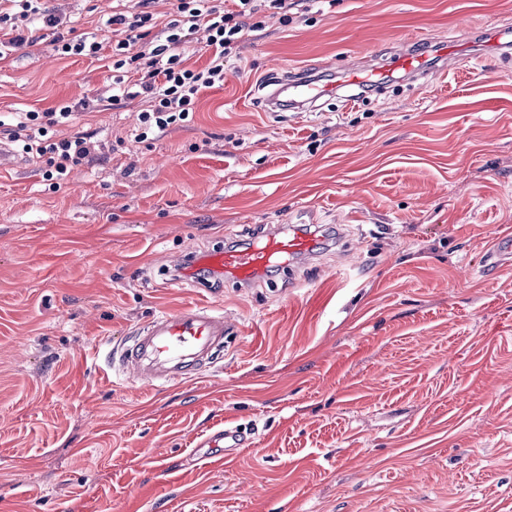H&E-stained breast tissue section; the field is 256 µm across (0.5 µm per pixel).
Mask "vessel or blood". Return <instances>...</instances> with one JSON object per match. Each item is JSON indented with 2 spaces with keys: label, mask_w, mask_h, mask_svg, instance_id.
Here are the masks:
<instances>
[{
  "label": "vessel or blood",
  "mask_w": 512,
  "mask_h": 512,
  "mask_svg": "<svg viewBox=\"0 0 512 512\" xmlns=\"http://www.w3.org/2000/svg\"><path fill=\"white\" fill-rule=\"evenodd\" d=\"M397 69L417 78L427 77L431 68L425 41L408 44L381 66H346L342 71L343 84L348 88L377 87L384 83L388 72ZM278 82L287 91L294 109L300 112L336 93L335 84H320L316 76L305 71L283 73ZM316 255L311 238L305 234L266 231L250 247L193 251L184 255L181 264L189 273L200 265L215 269L240 287L248 288L287 258L312 259ZM511 258L512 235H496L487 252L488 265L499 266ZM232 333V323L223 314L206 305L186 306L162 313L139 328L131 344L120 353L118 362L123 373L148 382H176L210 367ZM203 444L211 455L228 459L250 446L251 441L244 430L228 425L209 434Z\"/></svg>",
  "instance_id": "1"
}]
</instances>
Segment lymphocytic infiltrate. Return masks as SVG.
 <instances>
[{
  "label": "lymphocytic infiltrate",
  "instance_id": "obj_1",
  "mask_svg": "<svg viewBox=\"0 0 512 512\" xmlns=\"http://www.w3.org/2000/svg\"><path fill=\"white\" fill-rule=\"evenodd\" d=\"M237 8L227 11L224 0H175V17L164 28H156L148 10L149 0H137L136 11L113 14L108 24L117 38L112 42L113 81L121 85L113 95L114 106L135 99L144 109L141 121L144 133L165 132L186 120L201 91L223 85L224 61L233 44L258 31L256 0H236ZM42 21L54 31L52 43L58 55L95 57L103 44L93 37H73L61 29L62 21L50 13L43 0H0V60L22 46H35L31 34L34 21ZM208 33V65L202 69L188 66L185 47L198 30ZM138 72L133 84L125 75ZM73 106L26 112L8 129L11 142L24 154L38 160L44 180L60 179L69 167L92 161L94 146L89 137L75 134L59 139L48 134L49 127L70 119Z\"/></svg>",
  "mask_w": 512,
  "mask_h": 512
}]
</instances>
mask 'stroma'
Wrapping results in <instances>:
<instances>
[{
  "label": "stroma",
  "instance_id": "1",
  "mask_svg": "<svg viewBox=\"0 0 512 512\" xmlns=\"http://www.w3.org/2000/svg\"><path fill=\"white\" fill-rule=\"evenodd\" d=\"M111 42L129 0H45ZM234 44L224 84L140 142L112 60L57 57L50 31L0 62V120L87 100L93 163L57 188L0 170V512H512V57L463 46L429 80L269 110L279 67L340 78L415 39L512 28V0H308ZM320 243L249 288L172 279L254 225ZM208 303L235 323L197 377L115 372L154 316ZM255 445L202 456L224 425ZM512 235L509 233L497 234L493 238V245L487 252L486 262L491 266L507 263L512 254Z\"/></svg>",
  "mask_w": 512,
  "mask_h": 512
}]
</instances>
